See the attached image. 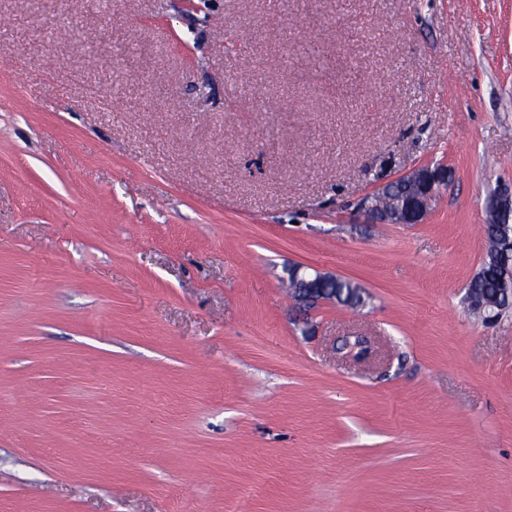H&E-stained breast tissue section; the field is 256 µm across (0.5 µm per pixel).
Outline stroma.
<instances>
[{
    "mask_svg": "<svg viewBox=\"0 0 512 512\" xmlns=\"http://www.w3.org/2000/svg\"><path fill=\"white\" fill-rule=\"evenodd\" d=\"M195 3L0 0V512H512V0ZM398 180L409 182L414 186L418 192L414 203L407 207L389 208L399 204L401 199L412 193L410 191L406 194L407 187L401 182L393 183L390 186L391 193L380 195L377 200L382 207L388 208L387 210L377 203V195L371 198L370 201L368 198L364 201L365 214L372 223H419L435 199L438 188L444 185L447 186L450 182V173L443 168L429 169L428 167H422L411 171ZM404 193L405 195H403ZM414 213H416V216H414ZM489 219L486 224L487 234V252L478 273L470 280L467 285L466 294L470 308L483 315L486 322H495L499 319L487 317L484 314L486 308L494 307L493 302H476L471 295H481L486 298H502L506 295L509 302L505 307L512 305V249L502 244L496 247V241L500 237V228L504 224H510V217L505 213L488 211ZM311 272L303 270L302 266H292L288 269V276L291 278L292 288L290 294L293 300L302 305L303 307L310 308L311 306L324 301V299H317L316 288L322 281L333 280L336 275L324 272L318 268H309ZM324 292L328 298L331 296L336 297V302L346 304L349 301L352 303L349 306L360 305L363 302L362 292L360 288L354 285L351 281L337 278L336 281L327 283Z\"/></svg>",
    "mask_w": 512,
    "mask_h": 512,
    "instance_id": "1",
    "label": "stroma"
}]
</instances>
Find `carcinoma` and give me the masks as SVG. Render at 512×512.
<instances>
[{"label":"carcinoma","instance_id":"1","mask_svg":"<svg viewBox=\"0 0 512 512\" xmlns=\"http://www.w3.org/2000/svg\"><path fill=\"white\" fill-rule=\"evenodd\" d=\"M407 187L397 182L390 186V192L381 195L378 203L384 207H393L400 203L402 194ZM512 218L505 213L491 212L486 224L487 252L478 273L467 285L466 294L481 295L486 298H509L512 305V250L506 246H496L502 225L509 223ZM326 296L336 297L342 304L352 302L356 306L363 302L360 288L348 280L341 278L330 282L324 288Z\"/></svg>","mask_w":512,"mask_h":512}]
</instances>
